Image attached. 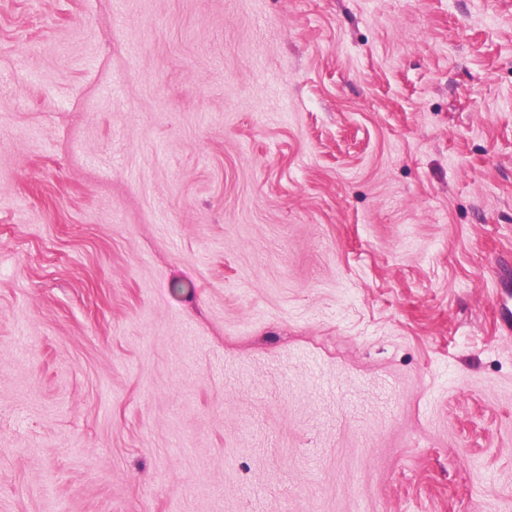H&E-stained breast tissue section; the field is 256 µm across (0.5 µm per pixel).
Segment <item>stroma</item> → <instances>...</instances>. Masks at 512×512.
Segmentation results:
<instances>
[{"mask_svg":"<svg viewBox=\"0 0 512 512\" xmlns=\"http://www.w3.org/2000/svg\"><path fill=\"white\" fill-rule=\"evenodd\" d=\"M512 0H0V512H512Z\"/></svg>","mask_w":512,"mask_h":512,"instance_id":"stroma-1","label":"stroma"}]
</instances>
